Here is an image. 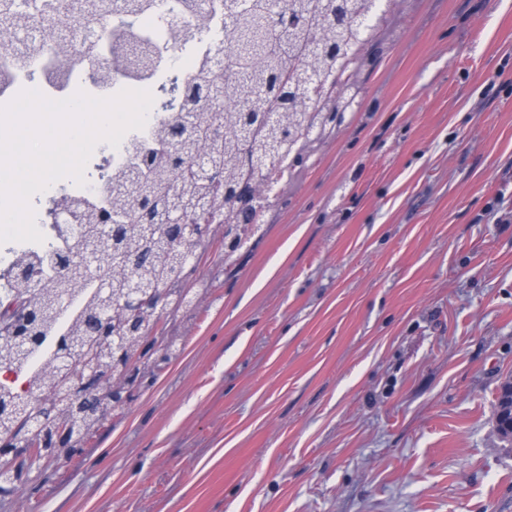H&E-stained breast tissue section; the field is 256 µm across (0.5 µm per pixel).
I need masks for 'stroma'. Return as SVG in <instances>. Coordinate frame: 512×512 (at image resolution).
I'll list each match as a JSON object with an SVG mask.
<instances>
[{
	"instance_id": "obj_1",
	"label": "stroma",
	"mask_w": 512,
	"mask_h": 512,
	"mask_svg": "<svg viewBox=\"0 0 512 512\" xmlns=\"http://www.w3.org/2000/svg\"><path fill=\"white\" fill-rule=\"evenodd\" d=\"M181 353L0 512H512V0H407Z\"/></svg>"
}]
</instances>
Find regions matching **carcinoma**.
Wrapping results in <instances>:
<instances>
[{"mask_svg": "<svg viewBox=\"0 0 512 512\" xmlns=\"http://www.w3.org/2000/svg\"><path fill=\"white\" fill-rule=\"evenodd\" d=\"M38 2L42 18L52 28L73 33L93 17H116L123 27L122 49L127 60H135L133 73L145 77L166 71L156 46L134 33L136 19L153 8L154 0H125L115 10L111 0H0V48L12 43L17 32L30 22V2ZM388 10L379 18L374 32L362 36L360 27L371 15L366 0H347L350 23L332 28L336 0H286L293 25L277 26L266 0H219L203 9L197 0H179V12L197 17V26L183 29L178 17L169 19L174 36L192 45L209 44L224 37V55L231 57L233 75L212 68L210 59L193 72L175 75L162 84L177 85L180 104L163 102L162 114L155 116L151 139L134 137L125 147L124 164L107 177L105 193L92 205L82 203L83 196L64 193L51 199L48 214L76 202L81 214V236L85 244L95 243L99 223L126 224L128 229L112 248L98 253V273L111 281L112 309H117L132 280L153 287L162 294V312L146 310L136 315L134 332L125 331L128 314H117L112 332L122 336L115 350L89 325L104 300L94 282L58 270L65 252L62 245H50L39 252L26 249L17 254L13 267L32 269L43 281L40 288H25L7 281L0 290V327L28 314L29 331L39 337L32 347L15 350L0 347V365L13 369L27 379L26 392L39 399H59L63 389L77 372L51 369L59 352L68 345L78 347L83 361L112 364L123 383L133 389L134 398L148 378H155L160 365L180 352L177 338L168 336L157 342L158 325L164 317L176 316L193 306L198 292L185 287V277L173 273L174 255L198 259L203 240L186 235L170 243L164 226L144 230L139 221L148 204L159 210L176 196L192 222L208 219L197 209L199 199L210 202L211 210L223 216L213 236L224 244V266H235L238 254L248 248L251 239L262 235V216L275 206L263 188L288 181L311 153L338 133L345 111L356 100L357 77L367 64L366 45L384 34L390 16L404 0H389ZM91 72L110 78L112 57L95 55ZM322 74L316 83L311 75ZM211 151L224 174V186L238 191L224 197L205 182L184 178L181 171L197 155ZM21 398L16 382L0 381V439L18 434L40 438L54 436L56 422L35 425L21 416L3 410ZM113 408L105 405L90 414L74 416L60 407L70 423L67 439L57 454L73 455L83 448L85 436L94 433L107 420Z\"/></svg>", "mask_w": 512, "mask_h": 512, "instance_id": "carcinoma-1", "label": "carcinoma"}]
</instances>
